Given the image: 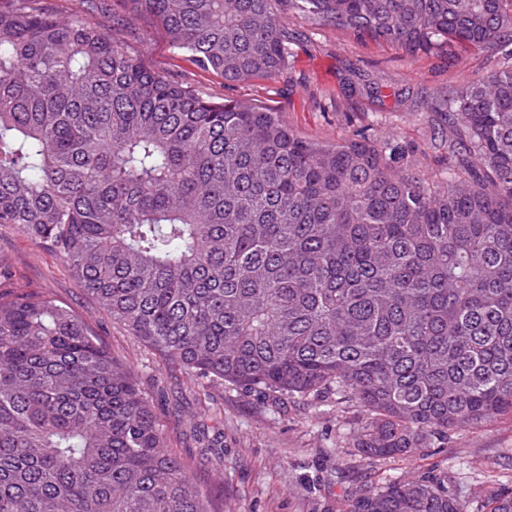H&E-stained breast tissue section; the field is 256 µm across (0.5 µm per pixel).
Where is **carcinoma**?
<instances>
[{
    "label": "carcinoma",
    "mask_w": 512,
    "mask_h": 512,
    "mask_svg": "<svg viewBox=\"0 0 512 512\" xmlns=\"http://www.w3.org/2000/svg\"><path fill=\"white\" fill-rule=\"evenodd\" d=\"M284 1L407 57L512 46V0H123L227 83L287 69ZM35 2L0 8V226L189 374L363 408L367 459L512 413V68L448 92L442 190L389 142L306 140ZM0 512H224L90 322L2 261ZM351 512H512V487L474 509L436 470Z\"/></svg>",
    "instance_id": "carcinoma-1"
}]
</instances>
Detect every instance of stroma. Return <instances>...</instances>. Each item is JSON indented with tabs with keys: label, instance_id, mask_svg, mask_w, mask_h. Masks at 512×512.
I'll list each match as a JSON object with an SVG mask.
<instances>
[{
	"label": "stroma",
	"instance_id": "1",
	"mask_svg": "<svg viewBox=\"0 0 512 512\" xmlns=\"http://www.w3.org/2000/svg\"><path fill=\"white\" fill-rule=\"evenodd\" d=\"M41 5L58 17L85 9L103 32L140 54L147 68L215 101L231 97L271 105L303 138L393 140L440 185L452 163L440 141L444 95L512 62L496 51L476 54L458 47L409 58L333 30L310 31L295 19L290 27L301 38L279 78L228 85L220 74L174 50L151 17L127 20L122 0H95L89 9L82 0ZM368 81L378 84V93L363 91ZM0 259L11 264L20 288L53 292L92 323L149 396L169 452L223 501L224 512H348L349 498L360 488L434 469L447 471L459 494L476 501L490 484L512 486L511 415L449 431L447 445L413 457L369 460L353 445L366 417L362 408L333 397L311 401L194 380L107 319L53 250L17 229L0 227Z\"/></svg>",
	"mask_w": 512,
	"mask_h": 512
}]
</instances>
